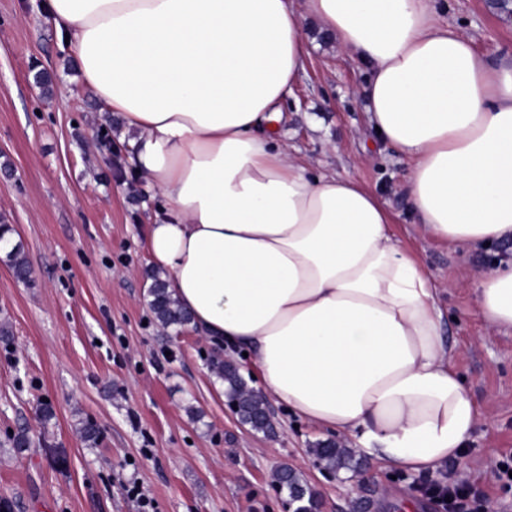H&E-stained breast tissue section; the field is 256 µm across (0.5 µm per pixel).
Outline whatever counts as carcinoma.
Returning <instances> with one entry per match:
<instances>
[{
	"mask_svg": "<svg viewBox=\"0 0 512 512\" xmlns=\"http://www.w3.org/2000/svg\"><path fill=\"white\" fill-rule=\"evenodd\" d=\"M14 228L9 224H0V242L3 243L7 266L16 279L31 283V268L22 243L12 242ZM148 304L155 320L166 331L174 334L190 327L191 315L173 298L168 280L159 273L149 275ZM211 373L224 385V395L235 407L240 422L252 430L267 434L271 432L270 420L266 415V403L261 394L248 386L239 368L216 356L211 358ZM313 453L325 467L336 473L342 470L355 471L356 454L342 448L332 440L320 441L313 448ZM276 488L285 494L293 512H319L320 500L317 492L304 481L292 468L283 466L277 470L274 479Z\"/></svg>",
	"mask_w": 512,
	"mask_h": 512,
	"instance_id": "obj_1",
	"label": "carcinoma"
}]
</instances>
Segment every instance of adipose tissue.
I'll return each mask as SVG.
<instances>
[{
	"instance_id": "obj_1",
	"label": "adipose tissue",
	"mask_w": 512,
	"mask_h": 512,
	"mask_svg": "<svg viewBox=\"0 0 512 512\" xmlns=\"http://www.w3.org/2000/svg\"><path fill=\"white\" fill-rule=\"evenodd\" d=\"M83 85L136 131L161 198L152 266L264 394L361 454L414 474L457 458L482 412L453 368L441 287L356 177L317 170L270 127L309 56L306 18L369 70L367 113L412 162L420 235L512 240V52L480 54L439 0H47ZM477 311L512 329V263Z\"/></svg>"
}]
</instances>
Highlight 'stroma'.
<instances>
[{
	"mask_svg": "<svg viewBox=\"0 0 512 512\" xmlns=\"http://www.w3.org/2000/svg\"><path fill=\"white\" fill-rule=\"evenodd\" d=\"M0 0V222L14 225L32 269L18 282L0 262V500L12 512H136L122 494L139 483L154 512H283L272 482L294 469L320 512H439L413 476L362 458L356 475L327 481L311 449L324 433L280 406L265 435L240 423L210 372L195 330L171 338L147 305L148 218L160 200L93 137L99 104L44 10ZM444 21L476 49L512 51V14L496 0H446ZM311 52L283 100L280 138L322 171L352 175L390 211L402 246L436 280L454 367L485 421L433 479L471 489L460 512H512L495 465L512 449V332L485 327L472 280L512 260V241L450 246L421 237L406 196L410 164L368 122L362 64L307 24ZM54 76L51 94L36 71ZM54 417L42 423L41 404ZM99 430L84 442L81 422ZM27 429L30 448L10 440Z\"/></svg>",
	"mask_w": 512,
	"mask_h": 512,
	"instance_id": "obj_1",
	"label": "stroma"
}]
</instances>
